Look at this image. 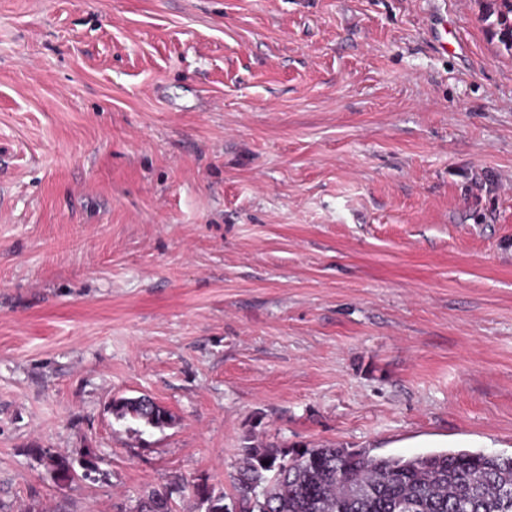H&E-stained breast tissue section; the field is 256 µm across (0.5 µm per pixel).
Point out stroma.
I'll return each instance as SVG.
<instances>
[{"label": "stroma", "instance_id": "obj_1", "mask_svg": "<svg viewBox=\"0 0 512 512\" xmlns=\"http://www.w3.org/2000/svg\"><path fill=\"white\" fill-rule=\"evenodd\" d=\"M483 0H0V512L233 496L245 444L512 455V52ZM175 417L143 436L115 396ZM96 449L56 486L36 458ZM185 489L176 483L163 489H153L138 498L134 512H173V495Z\"/></svg>", "mask_w": 512, "mask_h": 512}]
</instances>
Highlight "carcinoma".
Returning a JSON list of instances; mask_svg holds the SVG:
<instances>
[{
	"mask_svg": "<svg viewBox=\"0 0 512 512\" xmlns=\"http://www.w3.org/2000/svg\"><path fill=\"white\" fill-rule=\"evenodd\" d=\"M487 16L500 41L512 49V0H489ZM115 421L142 434L170 425L173 415L147 397H114ZM53 482L88 479L102 458L92 448L77 456L37 449ZM234 497L194 485L205 512H512V456L442 450L410 457L375 456L348 448L246 447L244 465L232 475ZM173 484L138 498L134 512H173Z\"/></svg>",
	"mask_w": 512,
	"mask_h": 512,
	"instance_id": "cac0c4a2",
	"label": "carcinoma"
}]
</instances>
